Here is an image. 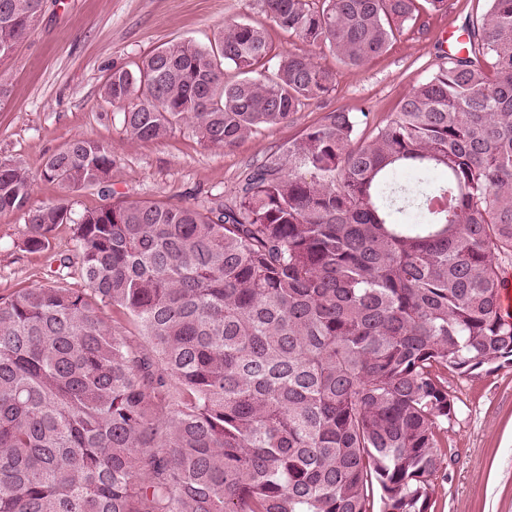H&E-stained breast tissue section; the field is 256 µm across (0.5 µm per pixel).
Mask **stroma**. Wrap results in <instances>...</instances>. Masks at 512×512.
I'll return each instance as SVG.
<instances>
[{
    "label": "stroma",
    "instance_id": "stroma-1",
    "mask_svg": "<svg viewBox=\"0 0 512 512\" xmlns=\"http://www.w3.org/2000/svg\"><path fill=\"white\" fill-rule=\"evenodd\" d=\"M417 7L416 19L386 52L350 69L328 48H307L268 22L261 0H48L36 29L0 63V82L7 86L0 98V160L27 168L35 207L62 198L78 212L111 198L182 205L231 200L251 164L282 153L325 113L365 108L383 119L395 112L411 86L441 65L449 27L479 18L487 2L448 0L446 10L436 12L419 0ZM228 19L264 23L276 52L310 51L320 66L338 71L335 89L288 123L261 129L229 150L207 145L189 124L159 141L130 137L101 97L113 68L135 69L172 40L210 46ZM76 136L111 146V197L41 178L46 158ZM25 231L23 213L0 216L2 297L50 281L59 258L72 250L70 225L56 229L44 252L25 249ZM448 389L458 402L442 439L445 467L432 479L434 512H512V366L470 378L449 374Z\"/></svg>",
    "mask_w": 512,
    "mask_h": 512
}]
</instances>
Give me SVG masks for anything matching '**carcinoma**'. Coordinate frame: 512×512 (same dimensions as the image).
<instances>
[{
	"mask_svg": "<svg viewBox=\"0 0 512 512\" xmlns=\"http://www.w3.org/2000/svg\"><path fill=\"white\" fill-rule=\"evenodd\" d=\"M416 2L262 0L356 68ZM45 7L0 0V63ZM463 31L369 134L363 109L326 113L230 205L32 208L28 170L0 161V215L25 212L31 252L72 225L84 282L0 298V512H431L448 372L512 364V0ZM336 81L274 54L263 24L226 21L209 48L170 41L113 69L103 97L137 139L189 121L226 149ZM113 166L77 137L41 178L105 187Z\"/></svg>",
	"mask_w": 512,
	"mask_h": 512,
	"instance_id": "obj_1",
	"label": "carcinoma"
}]
</instances>
